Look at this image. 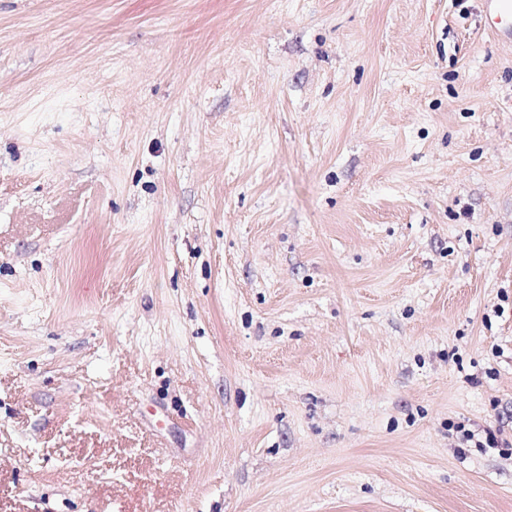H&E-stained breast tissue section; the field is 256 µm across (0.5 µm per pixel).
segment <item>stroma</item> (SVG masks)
Listing matches in <instances>:
<instances>
[{"mask_svg":"<svg viewBox=\"0 0 512 512\" xmlns=\"http://www.w3.org/2000/svg\"><path fill=\"white\" fill-rule=\"evenodd\" d=\"M482 3L0 0V512H512Z\"/></svg>","mask_w":512,"mask_h":512,"instance_id":"35a3bbf8","label":"stroma"}]
</instances>
